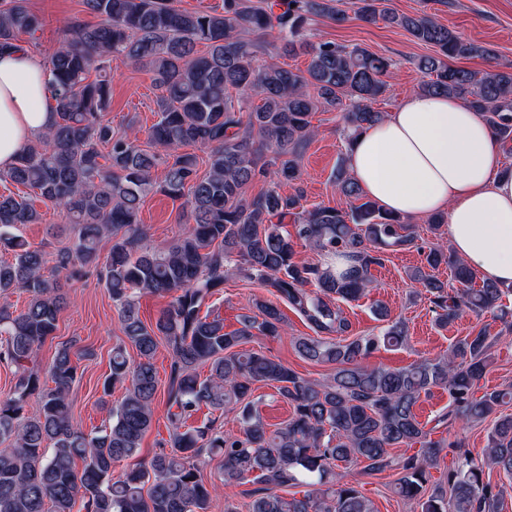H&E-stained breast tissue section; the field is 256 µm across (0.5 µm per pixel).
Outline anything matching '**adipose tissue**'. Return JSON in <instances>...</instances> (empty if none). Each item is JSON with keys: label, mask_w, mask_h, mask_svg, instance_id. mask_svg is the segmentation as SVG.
<instances>
[{"label": "adipose tissue", "mask_w": 512, "mask_h": 512, "mask_svg": "<svg viewBox=\"0 0 512 512\" xmlns=\"http://www.w3.org/2000/svg\"><path fill=\"white\" fill-rule=\"evenodd\" d=\"M43 63L0 53V172L54 121ZM347 169L384 211L447 219L452 251L483 280L512 285V174L483 113L455 98L417 93L361 133Z\"/></svg>", "instance_id": "adipose-tissue-1"}]
</instances>
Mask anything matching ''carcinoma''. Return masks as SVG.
Segmentation results:
<instances>
[{
  "mask_svg": "<svg viewBox=\"0 0 512 512\" xmlns=\"http://www.w3.org/2000/svg\"><path fill=\"white\" fill-rule=\"evenodd\" d=\"M338 0H224L222 10H187L177 0H83L95 25L74 23L49 55L46 69L55 121L0 176L37 192L58 207L73 226L75 241L60 248L53 264L45 253L15 233L40 220L21 196L0 195V296L16 290L28 303L16 313L0 308V362L18 368L32 361L53 335L65 294L62 275L75 265H103V281L117 307L120 332L135 349L112 350L103 393L126 385L108 423L87 434L71 417L69 394L77 380L71 346L61 345L50 368L47 388L34 371L19 377L12 393L0 398V512H73L76 500L85 512H206L218 487L191 462L202 453L220 458L226 480H246L256 488L249 512H372L358 486L340 464L359 462L368 475L391 468L389 450L420 442L423 454L399 465L398 495L421 512H503L504 488L485 478V469L512 475V415L496 417L489 430L484 462L465 455L448 470L445 483L427 492L428 468L441 444L417 420L414 407L434 387L448 390V414L442 420L479 425L512 401V389L494 390L476 399L472 388L490 364L484 331L459 340L448 356L402 368H367L361 361L379 347L406 341L404 324L395 321L377 336H344L349 323L333 299L354 300L372 283L371 269L382 265L384 250L415 244V226L386 214L371 201L340 164L334 183L347 207L303 206L300 159L315 135L312 115L342 111L346 145L384 118L374 107L386 86L388 58L359 46L334 41L308 42L311 16L346 19ZM382 0H354V13L379 19L436 48L420 59L428 76L419 91L448 95L485 113L497 140L512 144V70L472 71L455 65L489 50L440 24L429 15L410 16L379 8ZM43 25L25 0H0V50L23 49V36ZM277 29L282 51L309 55L305 70L261 63L256 45L242 32ZM145 69L157 91L158 120L148 131L160 154L141 147L135 133L116 134L109 118L112 63ZM233 90L250 91L253 106L234 99ZM349 104H344V101ZM209 147L207 171L198 174V158L180 148ZM274 154L275 169L261 162ZM165 166L161 183L153 171ZM264 188L246 195L249 184ZM293 192H281V184ZM181 201L186 232L163 251L142 247V199L154 188ZM324 255H341L351 264L338 274L325 263L295 260L291 235ZM113 239L105 262L99 243ZM425 264L410 279L430 295L435 321L445 326L469 310L494 307L505 290L492 282L474 287L476 272L448 257L434 243ZM446 264L460 289L450 294L429 273ZM271 288L306 318L314 332L293 341L301 358L335 366L323 380L309 379L255 351L237 347L252 331L278 337L286 324L279 307L257 301L243 328L224 331V322L201 315L203 306L224 288L230 272ZM313 285L312 292L307 286ZM169 296L155 324L139 315L137 295ZM336 337H331V334ZM171 354L168 421L171 451L139 458L141 441L153 421L158 391L154 358L160 343ZM208 368L205 378L199 369ZM274 386L292 406V414L270 431L253 400L252 385ZM35 396L38 408L28 411ZM206 406L236 413L241 431L225 433L214 423L186 427ZM82 461V471L76 461ZM133 464L114 475V464ZM308 487L301 497L280 494L284 487Z\"/></svg>",
  "mask_w": 512,
  "mask_h": 512,
  "instance_id": "carcinoma-1",
  "label": "carcinoma"
}]
</instances>
